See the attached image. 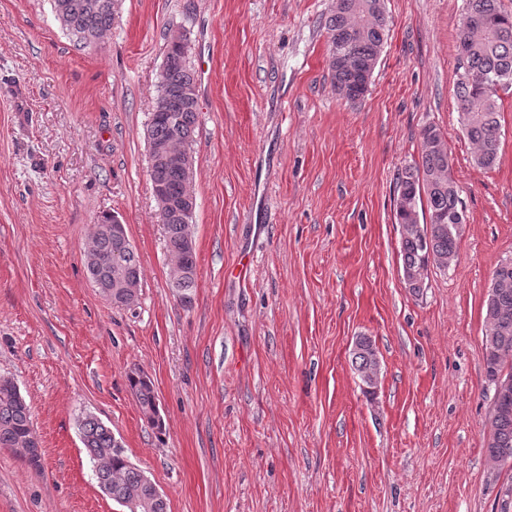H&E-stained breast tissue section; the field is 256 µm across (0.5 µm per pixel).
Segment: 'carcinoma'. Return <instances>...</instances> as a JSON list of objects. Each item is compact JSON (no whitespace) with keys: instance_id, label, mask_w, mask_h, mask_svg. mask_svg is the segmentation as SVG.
I'll return each mask as SVG.
<instances>
[{"instance_id":"cac0c4a2","label":"carcinoma","mask_w":512,"mask_h":512,"mask_svg":"<svg viewBox=\"0 0 512 512\" xmlns=\"http://www.w3.org/2000/svg\"><path fill=\"white\" fill-rule=\"evenodd\" d=\"M53 0L61 27L83 48L96 44L112 29L116 0ZM462 15L475 28L458 26L455 97L462 130L474 146L477 167L490 169L499 160L501 146L500 112L502 96L492 89L498 84L504 92L512 90V14L501 10L499 0H464ZM328 35V68L336 89L349 101L361 99L368 87L357 80L358 71L375 70L388 36L384 0H336L325 22ZM199 110L195 72L190 64L187 44H166L162 75L156 85V102L146 128L148 143L162 141L174 153L191 154ZM421 160L403 167L396 177L394 209L401 226L400 254L407 288L420 295L427 288L423 272L435 263L446 269L458 257V238L464 219L451 220L464 213L457 185L451 174L448 146L440 130L426 126L420 133ZM193 176V164L178 168H153L149 171L152 191L177 197ZM426 208L429 224L419 220V209ZM195 210L186 207L162 219L168 252L179 265L171 281L181 303L192 302L196 287V252L192 224ZM104 214L98 220L92 246L84 254L89 279L98 289H106L121 300L123 289L112 287L113 272L96 265L93 259L122 255L124 267L136 280L142 279L141 266L133 248L108 231ZM512 282V259H504L492 272L486 300L485 376L495 388L488 421V461L499 466L512 461V389L497 391L499 382L512 378V287L498 288L496 282ZM353 369L368 388L377 384L380 362L375 342L359 336L352 352ZM129 388L142 415L159 413L158 396L151 379L141 371L128 375ZM81 441L90 462L112 457V468L95 472L97 483L112 488V500H145L150 487L144 473L128 460L125 450L115 451L112 429L97 417L87 414L80 420ZM29 441L34 451L25 461L40 466L41 447L32 424L31 408L15 386L0 382V448H11Z\"/></svg>"}]
</instances>
